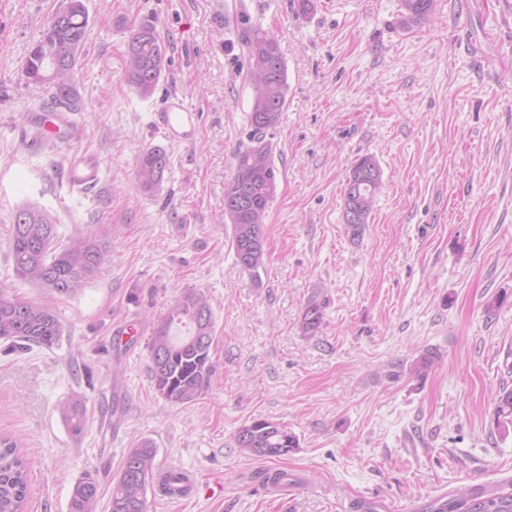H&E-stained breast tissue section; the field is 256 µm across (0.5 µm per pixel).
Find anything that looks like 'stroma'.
<instances>
[{
  "mask_svg": "<svg viewBox=\"0 0 512 512\" xmlns=\"http://www.w3.org/2000/svg\"><path fill=\"white\" fill-rule=\"evenodd\" d=\"M68 0H0V288L51 306L63 334L50 347L0 340V435L28 470L27 512H69L77 481L99 482L94 512H111L130 448L153 442L158 464L196 479L149 512H427L443 493L512 482V433L494 398L512 389V0H437L432 17L398 25L400 0H83L90 35L74 72L80 137L33 142L48 98L23 63ZM279 44L287 105L271 134L277 191L265 224L266 266L252 278L219 223L252 106L243 22ZM153 25L168 65L141 96L126 71L130 30ZM198 114L169 141L159 114L172 95ZM169 156L161 183L138 160ZM370 155L383 188L351 238L343 191ZM99 164L78 188L71 160ZM47 209L58 236L112 227L101 273L65 296L13 271L12 216ZM194 290L215 317L216 371L197 400L156 393L148 342L173 300ZM324 304L316 336L300 320ZM142 335L116 336L122 322ZM435 352L422 375L411 365ZM80 402L81 432L56 409ZM266 420L299 446L268 459L234 436ZM288 474V497L261 476ZM169 165L166 151L161 147H152L145 150L140 158L137 168V178L145 188L158 185Z\"/></svg>",
  "mask_w": 512,
  "mask_h": 512,
  "instance_id": "1",
  "label": "stroma"
}]
</instances>
